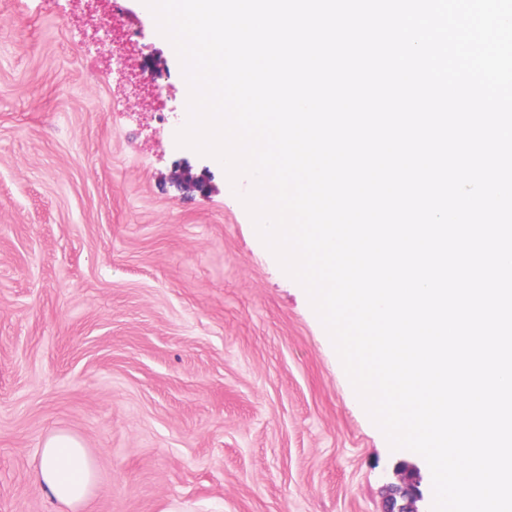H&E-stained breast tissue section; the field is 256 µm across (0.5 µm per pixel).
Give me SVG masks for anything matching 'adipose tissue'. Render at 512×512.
I'll return each mask as SVG.
<instances>
[{
  "instance_id": "obj_1",
  "label": "adipose tissue",
  "mask_w": 512,
  "mask_h": 512,
  "mask_svg": "<svg viewBox=\"0 0 512 512\" xmlns=\"http://www.w3.org/2000/svg\"><path fill=\"white\" fill-rule=\"evenodd\" d=\"M34 482L66 512H86L97 478L80 440L66 432L51 434L41 448Z\"/></svg>"
}]
</instances>
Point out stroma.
Here are the masks:
<instances>
[{
    "label": "stroma",
    "mask_w": 512,
    "mask_h": 512,
    "mask_svg": "<svg viewBox=\"0 0 512 512\" xmlns=\"http://www.w3.org/2000/svg\"><path fill=\"white\" fill-rule=\"evenodd\" d=\"M120 5L159 86L76 0H0V512H64L32 480L59 431L95 464L90 512H386L402 460L431 494L258 237L250 181L177 145V54ZM182 161L210 193L173 185Z\"/></svg>",
    "instance_id": "stroma-1"
}]
</instances>
